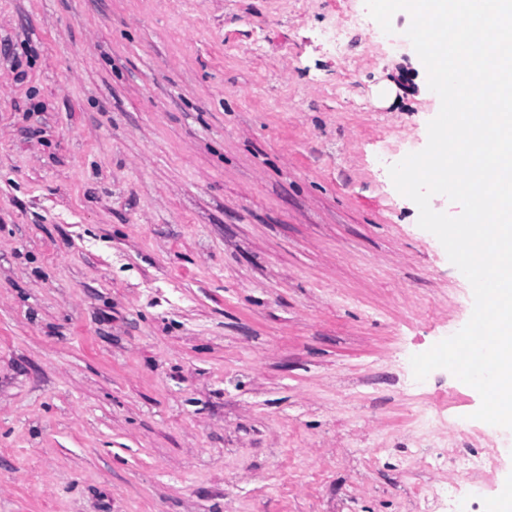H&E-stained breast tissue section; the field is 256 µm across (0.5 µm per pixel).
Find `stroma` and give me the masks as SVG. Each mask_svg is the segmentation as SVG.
<instances>
[{"label":"stroma","mask_w":512,"mask_h":512,"mask_svg":"<svg viewBox=\"0 0 512 512\" xmlns=\"http://www.w3.org/2000/svg\"><path fill=\"white\" fill-rule=\"evenodd\" d=\"M364 0H0V512H488L467 279ZM439 487L434 504L424 489ZM363 25L364 18L362 15L352 11H342L336 25L326 32L327 39L335 46L340 45L346 32Z\"/></svg>","instance_id":"35a3bbf8"}]
</instances>
